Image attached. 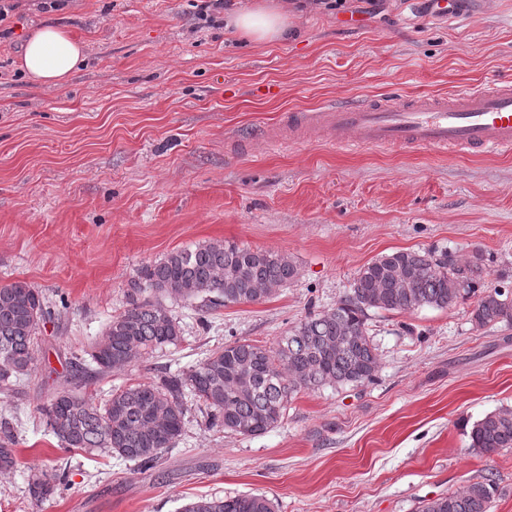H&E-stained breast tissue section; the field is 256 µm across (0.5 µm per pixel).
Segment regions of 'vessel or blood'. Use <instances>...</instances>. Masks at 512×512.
<instances>
[{
    "label": "vessel or blood",
    "instance_id": "b4317fda",
    "mask_svg": "<svg viewBox=\"0 0 512 512\" xmlns=\"http://www.w3.org/2000/svg\"><path fill=\"white\" fill-rule=\"evenodd\" d=\"M289 135H330L337 148L359 143L480 154L512 153V83L497 82L445 96L327 104L289 113Z\"/></svg>",
    "mask_w": 512,
    "mask_h": 512
}]
</instances>
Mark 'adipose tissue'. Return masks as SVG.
<instances>
[{
    "mask_svg": "<svg viewBox=\"0 0 512 512\" xmlns=\"http://www.w3.org/2000/svg\"><path fill=\"white\" fill-rule=\"evenodd\" d=\"M227 23L241 38L251 42H281L288 37L285 5L264 0L228 17ZM86 47L61 28L46 25L31 29L23 44L19 66L36 86L64 88L83 64Z\"/></svg>",
    "mask_w": 512,
    "mask_h": 512,
    "instance_id": "obj_1",
    "label": "adipose tissue"
}]
</instances>
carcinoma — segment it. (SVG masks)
I'll list each match as a JSON object with an SVG mask.
<instances>
[{
    "label": "carcinoma",
    "mask_w": 512,
    "mask_h": 512,
    "mask_svg": "<svg viewBox=\"0 0 512 512\" xmlns=\"http://www.w3.org/2000/svg\"><path fill=\"white\" fill-rule=\"evenodd\" d=\"M482 270L461 265L446 252L406 250L385 254L357 272L349 292L326 310L310 313L266 348L235 340L214 349L188 370L167 372L157 382L112 390L101 403L63 388L42 407L61 447L119 455L154 465L175 447L187 412L185 397L203 407L209 426L254 436L277 427L301 391L343 387L374 379L380 367L368 335V311L409 312L448 308L476 297L471 321L478 328L512 321V299L497 287H479ZM297 266L285 255L215 240L176 250L137 269L127 309L112 317L103 340L91 347L94 374L143 359L177 345L180 321L164 300L199 302L200 322L228 305L254 303L294 280ZM47 311L42 292L25 281L0 286V391L28 375L34 344ZM470 447L482 453L512 448V407H499L476 421ZM13 427L0 422V471L17 465ZM66 470L29 478V494L43 500L66 482ZM497 492L485 478L429 499L420 512H490ZM180 512H274L262 495L200 498Z\"/></svg>",
    "instance_id": "obj_1"
}]
</instances>
